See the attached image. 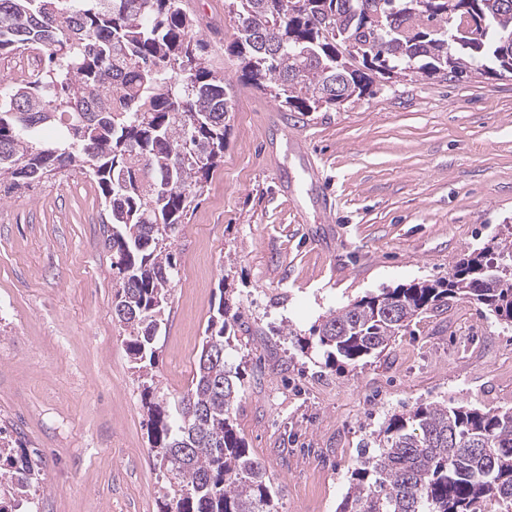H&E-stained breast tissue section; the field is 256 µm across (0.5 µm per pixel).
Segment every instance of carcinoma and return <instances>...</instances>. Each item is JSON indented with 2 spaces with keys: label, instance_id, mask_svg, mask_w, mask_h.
Instances as JSON below:
<instances>
[{
  "label": "carcinoma",
  "instance_id": "obj_1",
  "mask_svg": "<svg viewBox=\"0 0 512 512\" xmlns=\"http://www.w3.org/2000/svg\"><path fill=\"white\" fill-rule=\"evenodd\" d=\"M226 47L239 84L293 112L329 111L376 82L512 75V0H228ZM182 0H0V54L43 67L0 78L3 195L68 171L104 199V244L116 282L112 316L128 331L139 376H152L171 313L170 239L188 223L224 158L234 85L195 35ZM463 259L446 280L384 288L325 315L300 340L328 365L382 353L425 311L473 300L512 326V240ZM240 319L221 299L197 369L171 417L143 389L149 453L166 471L160 512H278L279 491L233 415L241 372L224 357ZM373 450H368V447ZM339 512H512V407L421 403L392 414L363 445ZM0 436V512L38 481L31 455Z\"/></svg>",
  "mask_w": 512,
  "mask_h": 512
}]
</instances>
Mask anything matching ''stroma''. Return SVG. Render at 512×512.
<instances>
[{
  "label": "stroma",
  "mask_w": 512,
  "mask_h": 512,
  "mask_svg": "<svg viewBox=\"0 0 512 512\" xmlns=\"http://www.w3.org/2000/svg\"><path fill=\"white\" fill-rule=\"evenodd\" d=\"M197 35L232 41L226 0H187ZM301 134L335 216L284 182L303 171L267 123ZM172 239L177 272L156 385L186 391L220 298L241 312L235 424L279 486L280 512H337L363 443L395 413L437 401L512 407V328L454 299L376 357L325 365L293 338L384 288L447 277L512 237V77L393 78L329 112L244 90L224 160ZM99 190L71 171L0 200V426L37 449L31 512H158L143 387L112 317Z\"/></svg>",
  "instance_id": "1"
}]
</instances>
